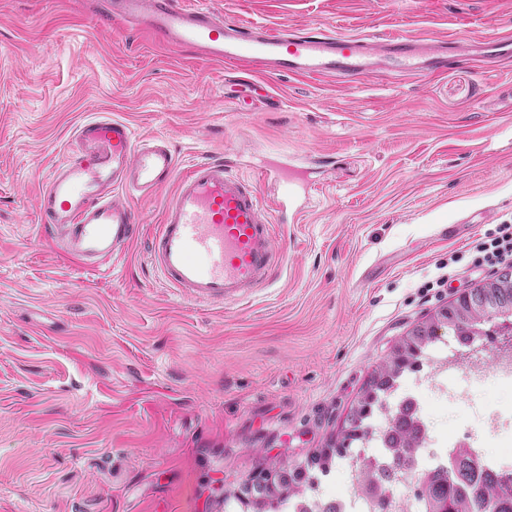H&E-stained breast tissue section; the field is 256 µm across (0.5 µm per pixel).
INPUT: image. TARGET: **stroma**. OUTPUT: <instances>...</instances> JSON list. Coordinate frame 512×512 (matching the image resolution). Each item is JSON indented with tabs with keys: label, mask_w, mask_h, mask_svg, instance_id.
I'll return each mask as SVG.
<instances>
[{
	"label": "stroma",
	"mask_w": 512,
	"mask_h": 512,
	"mask_svg": "<svg viewBox=\"0 0 512 512\" xmlns=\"http://www.w3.org/2000/svg\"><path fill=\"white\" fill-rule=\"evenodd\" d=\"M202 2L243 22L462 47L512 33V0ZM99 114L183 163L268 169L260 193L287 217L268 289L194 303L145 242L99 270L41 237V177ZM448 224L466 237L440 238ZM499 224H512V61L254 78L98 24L80 0H0V512H224L263 459L328 446L399 339L490 276L465 252ZM453 385L459 397L429 403L442 436L512 408V381Z\"/></svg>",
	"instance_id": "1"
}]
</instances>
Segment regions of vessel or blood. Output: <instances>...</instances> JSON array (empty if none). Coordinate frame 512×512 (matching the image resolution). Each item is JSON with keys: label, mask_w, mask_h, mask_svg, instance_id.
<instances>
[{"label": "vessel or blood", "mask_w": 512, "mask_h": 512, "mask_svg": "<svg viewBox=\"0 0 512 512\" xmlns=\"http://www.w3.org/2000/svg\"><path fill=\"white\" fill-rule=\"evenodd\" d=\"M95 19L146 33L159 44L197 51L256 74L358 80L379 73L420 78L458 58V44L392 34L379 41L333 31L228 22L186 0H90ZM74 157L54 165L37 197L39 231L74 260L102 267L142 235L130 194L149 196L168 182L174 192L148 242V259L181 298L238 303L266 287L283 260L273 214L257 182L223 161L179 169L161 138L137 139L117 118H92L74 130Z\"/></svg>", "instance_id": "b4317fda"}]
</instances>
